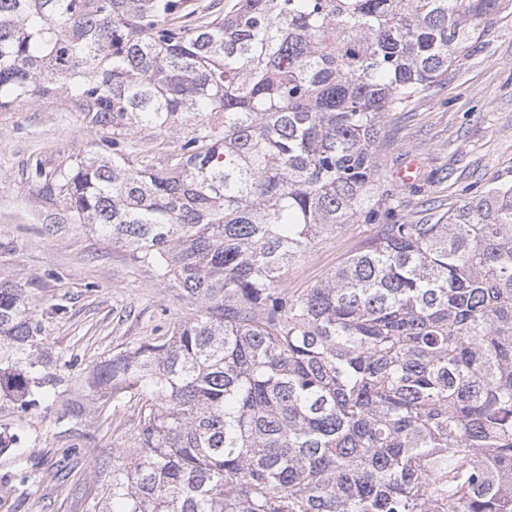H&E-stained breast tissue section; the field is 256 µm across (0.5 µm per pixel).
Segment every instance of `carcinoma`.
I'll use <instances>...</instances> for the list:
<instances>
[{
    "mask_svg": "<svg viewBox=\"0 0 512 512\" xmlns=\"http://www.w3.org/2000/svg\"><path fill=\"white\" fill-rule=\"evenodd\" d=\"M512 0H0V109L62 91L103 136L58 175L79 221L199 304L97 362L139 407L87 512H512V185L389 224L382 117L450 83ZM135 129L170 132L155 163ZM377 238L304 291L327 231ZM68 361L0 282V411ZM21 428L0 453L25 450Z\"/></svg>",
    "mask_w": 512,
    "mask_h": 512,
    "instance_id": "cac0c4a2",
    "label": "carcinoma"
}]
</instances>
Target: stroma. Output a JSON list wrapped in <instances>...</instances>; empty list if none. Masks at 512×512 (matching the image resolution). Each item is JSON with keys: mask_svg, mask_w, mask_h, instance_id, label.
<instances>
[{"mask_svg": "<svg viewBox=\"0 0 512 512\" xmlns=\"http://www.w3.org/2000/svg\"><path fill=\"white\" fill-rule=\"evenodd\" d=\"M383 131L379 188L405 197L401 221L426 222L512 183V8L464 50L450 84L387 113ZM100 138L62 93L0 110V280L28 282L45 346L75 359L63 369L70 381L63 401H78L89 412L76 435L61 404L21 420L0 413L1 428L23 425L28 439L25 456L0 454V512H85L98 491L95 462L129 447L136 425L132 408L112 407L82 386L86 368L198 312L137 262L131 248L65 209L57 175ZM409 156L419 173L405 184L395 173ZM377 231L355 223L323 234L284 268L281 287L320 282ZM56 304L65 312L51 313Z\"/></svg>", "mask_w": 512, "mask_h": 512, "instance_id": "obj_1", "label": "stroma"}]
</instances>
